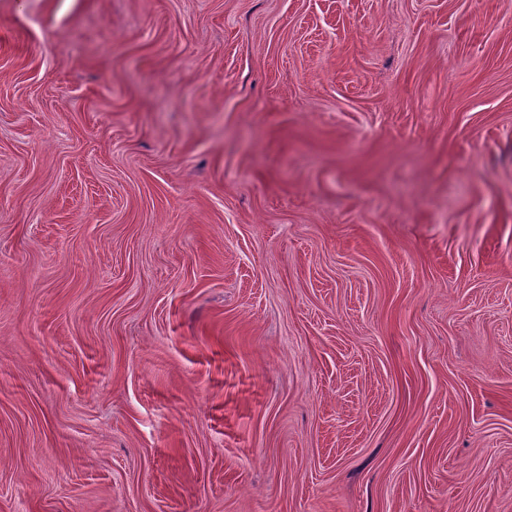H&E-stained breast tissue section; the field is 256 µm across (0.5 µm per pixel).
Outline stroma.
Returning a JSON list of instances; mask_svg holds the SVG:
<instances>
[{"instance_id":"1","label":"stroma","mask_w":512,"mask_h":512,"mask_svg":"<svg viewBox=\"0 0 512 512\" xmlns=\"http://www.w3.org/2000/svg\"><path fill=\"white\" fill-rule=\"evenodd\" d=\"M0 512H512V6L0 0Z\"/></svg>"}]
</instances>
